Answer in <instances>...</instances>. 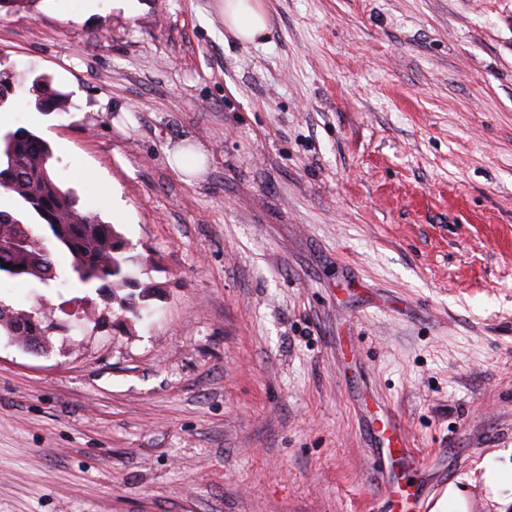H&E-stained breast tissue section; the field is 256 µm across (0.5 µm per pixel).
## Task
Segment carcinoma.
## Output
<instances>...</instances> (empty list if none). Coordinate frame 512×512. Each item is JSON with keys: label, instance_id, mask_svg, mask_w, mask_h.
Returning a JSON list of instances; mask_svg holds the SVG:
<instances>
[{"label": "carcinoma", "instance_id": "carcinoma-1", "mask_svg": "<svg viewBox=\"0 0 512 512\" xmlns=\"http://www.w3.org/2000/svg\"><path fill=\"white\" fill-rule=\"evenodd\" d=\"M32 93L41 112L70 111V95L52 88L47 77L33 81ZM48 142L35 133L17 128L0 135V188L18 203L14 211L0 210V235L23 236L27 246L15 253L0 254V274L11 278L32 277L45 284L57 279L56 268L42 238L26 218L45 226L55 242L72 258L75 283L91 288L124 312L139 316L157 286L142 282L135 268L142 266L130 255L129 243L100 215L78 207V200L63 188L52 165ZM11 267L6 268L4 264ZM130 289L125 296L122 289ZM56 328L52 312L42 307L15 311L0 304V331L24 344L25 337L39 336L42 347Z\"/></svg>", "mask_w": 512, "mask_h": 512}]
</instances>
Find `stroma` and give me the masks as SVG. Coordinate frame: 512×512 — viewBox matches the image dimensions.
<instances>
[{"label": "stroma", "instance_id": "1", "mask_svg": "<svg viewBox=\"0 0 512 512\" xmlns=\"http://www.w3.org/2000/svg\"><path fill=\"white\" fill-rule=\"evenodd\" d=\"M262 5L255 44L224 0L0 12L7 128L160 286L114 326L0 279L72 328L0 334V512H422L446 483L512 512L484 481L512 448V0ZM40 76L69 113L34 111ZM389 411L414 468L371 465Z\"/></svg>", "mask_w": 512, "mask_h": 512}]
</instances>
